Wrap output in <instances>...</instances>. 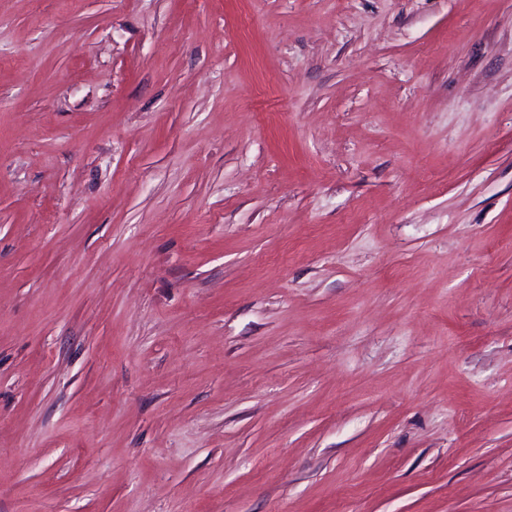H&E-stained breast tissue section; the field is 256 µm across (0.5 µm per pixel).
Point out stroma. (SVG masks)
<instances>
[{"instance_id":"35a3bbf8","label":"stroma","mask_w":512,"mask_h":512,"mask_svg":"<svg viewBox=\"0 0 512 512\" xmlns=\"http://www.w3.org/2000/svg\"><path fill=\"white\" fill-rule=\"evenodd\" d=\"M0 512H512V0H0Z\"/></svg>"}]
</instances>
